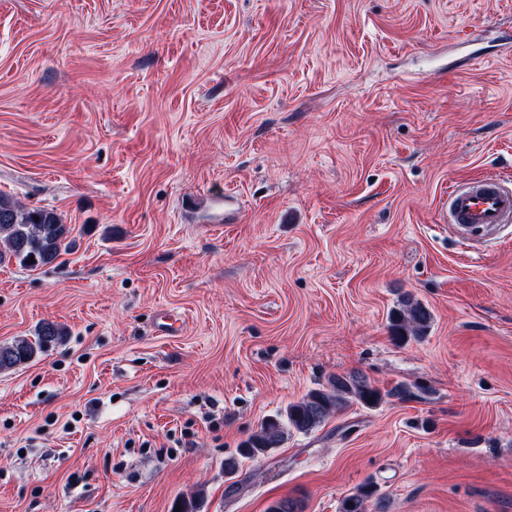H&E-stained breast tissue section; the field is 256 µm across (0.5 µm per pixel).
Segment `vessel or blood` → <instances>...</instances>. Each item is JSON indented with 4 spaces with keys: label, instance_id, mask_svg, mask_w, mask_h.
<instances>
[{
    "label": "vessel or blood",
    "instance_id": "obj_1",
    "mask_svg": "<svg viewBox=\"0 0 512 512\" xmlns=\"http://www.w3.org/2000/svg\"><path fill=\"white\" fill-rule=\"evenodd\" d=\"M450 221L459 229L494 232L512 222V189L486 175L448 190Z\"/></svg>",
    "mask_w": 512,
    "mask_h": 512
}]
</instances>
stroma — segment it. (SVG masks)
Instances as JSON below:
<instances>
[{
    "label": "stroma",
    "mask_w": 512,
    "mask_h": 512,
    "mask_svg": "<svg viewBox=\"0 0 512 512\" xmlns=\"http://www.w3.org/2000/svg\"><path fill=\"white\" fill-rule=\"evenodd\" d=\"M512 0H0V192L73 249L0 265V512H512ZM425 338L394 343L405 294ZM408 396L224 460L333 375ZM450 221L457 229L496 231L512 221V190L493 175L448 189ZM65 329L59 324L45 321L34 336L17 337L0 344V373L16 369L32 362L39 354L64 336ZM374 495V490L368 484L357 488L343 498L340 512H367L368 502Z\"/></svg>",
    "instance_id": "1"
}]
</instances>
